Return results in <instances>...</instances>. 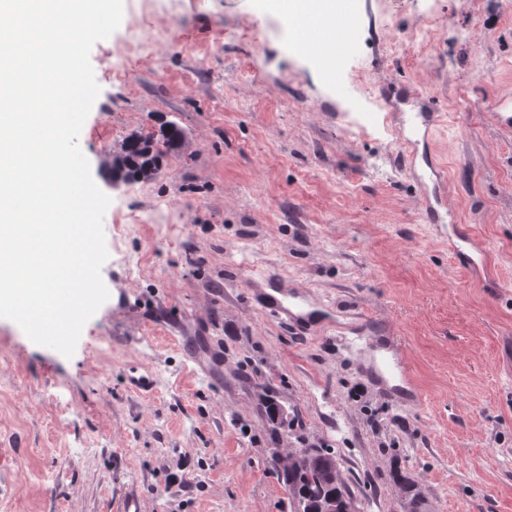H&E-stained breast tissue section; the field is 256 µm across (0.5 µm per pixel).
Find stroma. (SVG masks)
<instances>
[{
  "label": "stroma",
  "instance_id": "35a3bbf8",
  "mask_svg": "<svg viewBox=\"0 0 512 512\" xmlns=\"http://www.w3.org/2000/svg\"><path fill=\"white\" fill-rule=\"evenodd\" d=\"M269 2L156 0L147 17L124 0L93 46L78 143L111 198L104 231L148 221L109 246V298L72 357L0 319V512H125L133 496L293 512L281 473L299 448L335 456L359 512H512V0H355L332 69ZM119 57L130 82L111 78ZM392 83L438 102L454 221L488 266L459 262L416 207ZM170 123L183 138L163 166L113 189L109 154ZM250 273L335 313L294 335L255 307ZM362 319L404 344L417 402L365 376L347 331Z\"/></svg>",
  "mask_w": 512,
  "mask_h": 512
}]
</instances>
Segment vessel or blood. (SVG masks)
I'll use <instances>...</instances> for the list:
<instances>
[{
  "instance_id": "vessel-or-blood-1",
  "label": "vessel or blood",
  "mask_w": 512,
  "mask_h": 512,
  "mask_svg": "<svg viewBox=\"0 0 512 512\" xmlns=\"http://www.w3.org/2000/svg\"><path fill=\"white\" fill-rule=\"evenodd\" d=\"M392 94L397 104L408 106L409 121L421 126L424 134H431L440 117L439 108L416 88L400 86ZM417 205L429 223L441 224L451 214L442 178L422 185ZM450 248L456 257L469 267H478L484 260V251L472 238L456 233L449 234ZM244 288L253 292L259 307L288 326L312 330L315 315L323 304L310 293L288 287L276 276L248 275L243 277ZM367 372L381 390L398 398L414 401L418 395L413 386L402 343L388 333H381L371 343L359 350Z\"/></svg>"
}]
</instances>
